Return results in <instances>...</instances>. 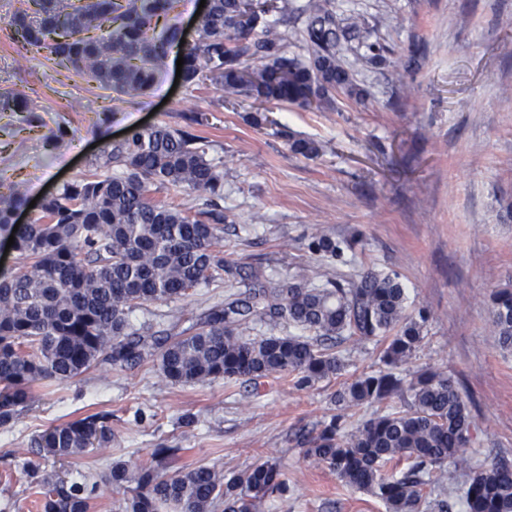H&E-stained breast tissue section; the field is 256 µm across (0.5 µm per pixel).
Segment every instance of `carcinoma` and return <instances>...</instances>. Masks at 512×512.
Segmentation results:
<instances>
[{"mask_svg": "<svg viewBox=\"0 0 512 512\" xmlns=\"http://www.w3.org/2000/svg\"><path fill=\"white\" fill-rule=\"evenodd\" d=\"M33 15L14 22L11 39L48 51L56 64L130 99L145 95L177 47L184 58L189 94H210L224 106L241 96H263L318 111L334 107L335 95L361 100L366 90L354 65L403 71L391 50L371 40L373 29L359 14L339 18L335 0H306L301 42L308 58L288 55L269 14L286 16L294 0L239 20V0H209L196 36L181 42L174 25L157 29L178 0H31ZM258 59L250 71L243 61ZM30 111L19 92L0 93V112ZM293 153L316 157L313 140L294 139ZM190 190L205 197L198 209L151 196V190ZM224 173L207 156L204 140L168 126L134 129L106 143L83 178L45 199L41 214L15 225L28 203L14 185L0 198V236L15 237L17 266L0 272V426L11 424L33 402L43 381L66 384L102 362L132 368L155 352L164 379L196 384L222 378L258 381L273 374L292 378L299 389L338 377L349 366L338 347L374 340L386 369L344 383L336 394L339 411L304 441V458L323 465L344 485L370 492L385 512H450L445 500L448 463L461 464L467 480L460 490L463 512H512V463L493 457L472 463L465 453L478 427L453 377L443 371L405 383L393 370L407 364L424 338L426 311H407L399 274L366 269L320 284L300 271L297 283L275 284L252 273L245 291L214 300L188 318L169 312L134 325L130 315L154 303L179 302L189 291L224 281ZM357 238L337 240L320 231L307 238L314 256L338 264ZM284 319L296 336L245 339L238 327L250 320ZM491 333L512 352V289L492 295ZM389 409L348 428V411L385 405ZM112 442V425L100 414L53 426L34 439L25 462L37 474L40 459L72 458ZM179 449H153L150 463L129 470L112 466L109 480L124 498V512H264L267 498L287 491L279 464L257 463L231 477L215 467L171 469ZM405 464L400 474L387 468ZM42 512H89L97 483L68 482L58 475L37 481Z\"/></svg>", "mask_w": 512, "mask_h": 512, "instance_id": "cac0c4a2", "label": "carcinoma"}]
</instances>
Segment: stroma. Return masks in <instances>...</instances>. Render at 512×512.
I'll return each instance as SVG.
<instances>
[{
  "mask_svg": "<svg viewBox=\"0 0 512 512\" xmlns=\"http://www.w3.org/2000/svg\"><path fill=\"white\" fill-rule=\"evenodd\" d=\"M377 28L405 85L387 71L361 69L370 96H337L331 111L259 98L212 111L203 94L175 86L178 51L146 95L128 99L55 65L46 51L15 43L13 16L31 0H0V90L28 96L34 121L0 112V194L12 184L28 198L81 178L99 140L139 122L183 128L208 113L195 134L224 173V258L272 270L283 281L299 269L323 280L334 263L315 259L305 234L360 235L351 271H397L409 310L429 313L425 336L402 375L440 370L459 384L479 437L468 454L512 461V352L491 333L490 296L512 288V0H335ZM319 142L318 157L289 148V135ZM339 380L306 389L271 375L245 381L174 385L158 357L120 369L101 363L73 381L35 386L34 401L10 432H0V512H41L23 463L32 439L93 413L112 417L108 447L42 472L64 469L97 481L93 512H122L106 476L115 463L134 470L153 448L178 447L176 467H215L232 475L259 461L278 463L289 490L265 512H385L370 494L343 486L307 461L301 433L335 412ZM142 419H135V412ZM194 416L184 426L183 416Z\"/></svg>",
  "mask_w": 512,
  "mask_h": 512,
  "instance_id": "stroma-1",
  "label": "stroma"
}]
</instances>
